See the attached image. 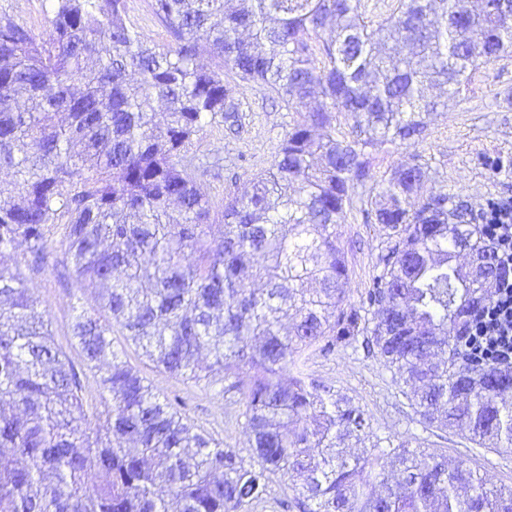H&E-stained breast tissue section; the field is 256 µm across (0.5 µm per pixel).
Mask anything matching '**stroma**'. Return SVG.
I'll use <instances>...</instances> for the list:
<instances>
[{
	"mask_svg": "<svg viewBox=\"0 0 512 512\" xmlns=\"http://www.w3.org/2000/svg\"><path fill=\"white\" fill-rule=\"evenodd\" d=\"M49 14L47 0H0L1 20H13L40 39H49L52 33ZM224 80L233 89L240 115L238 126L232 128L223 122L209 125L190 146L196 158L220 164L218 173L201 178L216 212L223 209L224 193L230 185L246 191L254 175L270 167L281 140L299 118L262 82L240 79L229 70ZM413 154L421 155L427 165L423 180L426 193H448L473 211L489 199L512 197V53L480 66L457 103L439 113L422 140L410 146L388 143L370 151L371 179L383 178ZM336 232L348 264L347 304L356 309L380 272L383 234L379 225L367 222L355 206L347 208ZM27 286L47 314L56 341L68 348L85 399L99 403L98 376L70 345L72 306L78 302L88 312H96V289L82 288L71 268L62 262L29 274ZM112 341L158 393L179 398L187 416L197 425L223 439L226 447L244 446L246 437L228 420L224 398L216 389L159 372L121 334H114ZM306 368L312 378L361 405L373 430L411 440L413 445L434 451L452 463L467 460L494 484H512V451L479 448L465 432L442 431L422 423L390 370L376 352L366 349L362 339L339 343L330 354L310 351Z\"/></svg>",
	"mask_w": 512,
	"mask_h": 512,
	"instance_id": "obj_1",
	"label": "stroma"
}]
</instances>
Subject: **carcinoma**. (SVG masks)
Wrapping results in <instances>:
<instances>
[{"label": "carcinoma", "mask_w": 512, "mask_h": 512, "mask_svg": "<svg viewBox=\"0 0 512 512\" xmlns=\"http://www.w3.org/2000/svg\"><path fill=\"white\" fill-rule=\"evenodd\" d=\"M152 9L175 42L148 44L126 0H51L47 41L0 20V168L13 176L0 191V255L19 244L28 254L24 270L0 266L10 312L0 319V448L14 456L0 460V512H512V486L372 431L360 405L304 369L308 351L331 353L364 329L426 423L512 449V369L471 363L462 341L497 277L492 262L475 275L457 263L473 251L492 259L475 225L448 195L423 192L415 155L371 185L361 206L387 241L362 302L371 328L342 308L348 265L336 233L366 182V150L423 138L473 71L512 50V0H482L478 12L464 0H395L377 21L360 0ZM329 23L331 39L309 44ZM203 52L220 67L200 65ZM226 68L303 115L251 190L227 193L215 214L195 177L208 165L187 153L207 125L237 122ZM437 84L448 99L432 96ZM316 94L321 104L308 107ZM336 112L349 122L339 138ZM56 230L77 278L108 284L97 312L76 305L71 322L108 394L92 433L77 373L26 285L25 270L51 263ZM254 255L261 289L248 285ZM116 330L154 368L222 383L247 446L225 447L155 392L113 348ZM353 436L371 441L366 454H344Z\"/></svg>", "instance_id": "carcinoma-1"}]
</instances>
